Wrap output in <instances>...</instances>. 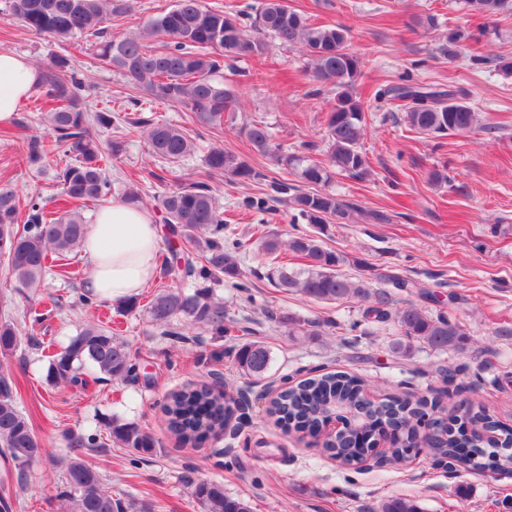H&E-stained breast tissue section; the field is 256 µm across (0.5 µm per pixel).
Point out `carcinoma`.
<instances>
[{
	"instance_id": "cac0c4a2",
	"label": "carcinoma",
	"mask_w": 512,
	"mask_h": 512,
	"mask_svg": "<svg viewBox=\"0 0 512 512\" xmlns=\"http://www.w3.org/2000/svg\"><path fill=\"white\" fill-rule=\"evenodd\" d=\"M470 14L494 22L502 14L512 15V0H460ZM136 0H8V10L28 30L57 42L77 38L94 39L95 56L109 65L149 101L178 104L212 128L224 126L240 111V100L224 83V61L261 56L271 44L302 48L312 77L333 94L326 113L327 152L323 159L282 151L274 143L270 127L261 121L245 125L252 148L278 166L291 170L300 182L324 186L341 172L363 181L370 165L361 150L366 110L355 92L362 73L360 58L349 50V30L342 25L317 26L307 14L288 6L286 0H261L255 14L242 10L211 8L204 0H175L164 12L138 31L108 35L107 24L134 11ZM470 38L460 26L448 28V53L456 54ZM66 56L55 57L43 71L41 89L48 103L41 121L50 138L30 136L27 158L32 164L55 153H71L74 162L58 174V199L72 208L55 216L36 198L21 203L14 188L0 186V259L18 288H38L49 267V259L67 257L82 242L87 224L80 205L104 201L111 188L100 160L104 145L91 123L109 128L115 116L109 109L90 116L85 107L87 85L70 74ZM378 99L398 103L409 129L442 137L460 133H493L481 123L464 93L437 90L418 82L401 83L378 92ZM151 155L179 163L196 149L194 138L181 125L148 123L143 130ZM206 168L224 173L238 183L257 177L243 157L212 146L204 156ZM166 223L189 244L187 252L171 251L161 262L163 278L196 281L192 290L164 289L145 305L151 322L174 341L185 339L184 330L198 324L215 335L231 333L225 323L224 302L214 298L211 283L220 276L240 274L236 247L224 244V212L210 186L203 181L181 182L160 200ZM292 208L308 224H345L357 207L332 192H300L291 199ZM262 254L270 261L267 278L286 292H299L326 303L359 299L368 303L364 316L379 323L392 322L397 336L390 352L397 359L411 356L419 344L439 354L465 352L469 333L449 314L430 312L413 301L399 302L371 282L339 272L347 257L324 247L316 235L295 236L287 241L279 235L261 236ZM300 259L298 268L279 259L282 251ZM200 257H195V254ZM384 285L408 295L417 282L391 272L380 277ZM36 344L23 336L18 325L0 320V353H13L22 344ZM235 360L243 376L259 380L268 372L271 349L261 341L241 345ZM119 381L137 378L136 355L131 345L103 327L91 323L70 337L49 357L47 379L54 385L77 384L83 370ZM364 382L346 372H326L283 390L272 399L266 414L276 422L297 430L320 427L327 416L353 414L356 426L323 442V450L350 464L361 463L363 449L357 447L360 431L379 423L404 429V443L390 449V460L399 464L415 446L443 459L459 448H471L470 467L475 470L511 471L512 454L488 453L474 445L467 425L496 421L486 410L464 399L447 409L426 398L416 401L402 394H387L384 402L370 405L363 400ZM237 411L229 390L216 391L206 384L183 386L165 396L163 414L168 430L184 444H193L224 433V425ZM109 440L138 456H153L160 447L150 432L116 416L106 423ZM69 454L64 459L63 488L59 496L68 512H155L144 499L112 495L89 453L105 443L95 434L64 435ZM45 454L34 427L20 409L16 386L9 372L0 368V456L12 465L23 481L31 464ZM192 497L203 512H251L248 502L224 491V484L208 479H190ZM380 512H421L413 498L395 496L380 505Z\"/></svg>"
}]
</instances>
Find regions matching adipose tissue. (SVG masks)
I'll return each mask as SVG.
<instances>
[{
  "instance_id": "ef3b65f1",
  "label": "adipose tissue",
  "mask_w": 512,
  "mask_h": 512,
  "mask_svg": "<svg viewBox=\"0 0 512 512\" xmlns=\"http://www.w3.org/2000/svg\"><path fill=\"white\" fill-rule=\"evenodd\" d=\"M41 80V70L24 56L0 52V124L11 122ZM81 250L90 266L86 293L103 301H124L141 293L158 275L159 226L146 210L117 199L95 213Z\"/></svg>"
}]
</instances>
